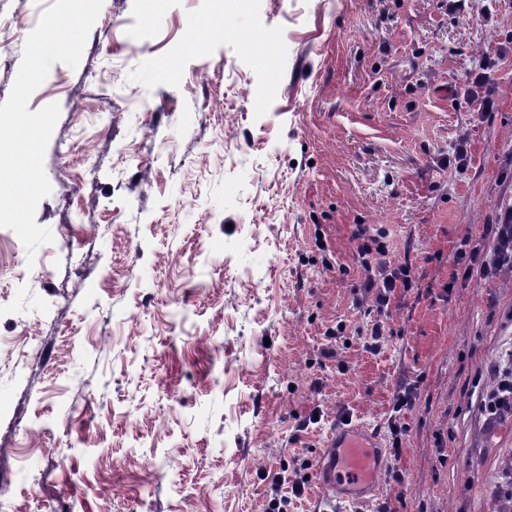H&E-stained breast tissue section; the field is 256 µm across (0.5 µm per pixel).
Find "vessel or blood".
<instances>
[{
    "instance_id": "obj_1",
    "label": "vessel or blood",
    "mask_w": 512,
    "mask_h": 512,
    "mask_svg": "<svg viewBox=\"0 0 512 512\" xmlns=\"http://www.w3.org/2000/svg\"><path fill=\"white\" fill-rule=\"evenodd\" d=\"M380 445L375 429L349 420L337 424L324 443L325 461L317 470L322 495L311 512H334L337 501L351 503L373 490L383 462Z\"/></svg>"
}]
</instances>
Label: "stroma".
<instances>
[{
    "label": "stroma",
    "mask_w": 512,
    "mask_h": 512,
    "mask_svg": "<svg viewBox=\"0 0 512 512\" xmlns=\"http://www.w3.org/2000/svg\"><path fill=\"white\" fill-rule=\"evenodd\" d=\"M53 3L0 0V85ZM52 102L54 241L31 263L0 228L14 512H264L346 416L400 447L349 512H499L512 268L456 255L512 204V0H104ZM361 225L414 281L382 312ZM496 391L492 392L487 401L490 422H495L501 412L512 411V369L502 373Z\"/></svg>",
    "instance_id": "obj_1"
}]
</instances>
